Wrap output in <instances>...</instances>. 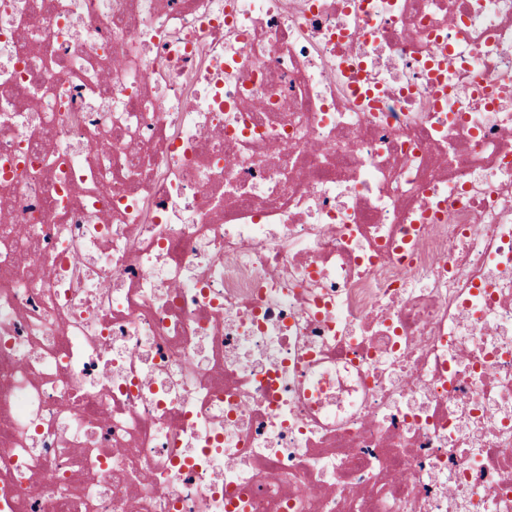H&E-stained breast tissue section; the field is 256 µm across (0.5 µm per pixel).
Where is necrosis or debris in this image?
Wrapping results in <instances>:
<instances>
[{
    "instance_id": "necrosis-or-debris-1",
    "label": "necrosis or debris",
    "mask_w": 512,
    "mask_h": 512,
    "mask_svg": "<svg viewBox=\"0 0 512 512\" xmlns=\"http://www.w3.org/2000/svg\"><path fill=\"white\" fill-rule=\"evenodd\" d=\"M0 512H512V0H0Z\"/></svg>"
}]
</instances>
